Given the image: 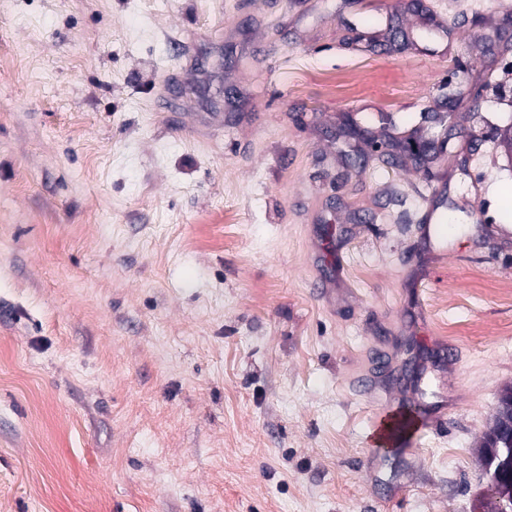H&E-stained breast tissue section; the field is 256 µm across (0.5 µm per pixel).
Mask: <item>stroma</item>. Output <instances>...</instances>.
<instances>
[{
	"label": "stroma",
	"instance_id": "35a3bbf8",
	"mask_svg": "<svg viewBox=\"0 0 512 512\" xmlns=\"http://www.w3.org/2000/svg\"><path fill=\"white\" fill-rule=\"evenodd\" d=\"M511 16L0 0V512H478L512 385ZM418 308L462 360L408 392L443 421L407 455L356 380Z\"/></svg>",
	"mask_w": 512,
	"mask_h": 512
}]
</instances>
